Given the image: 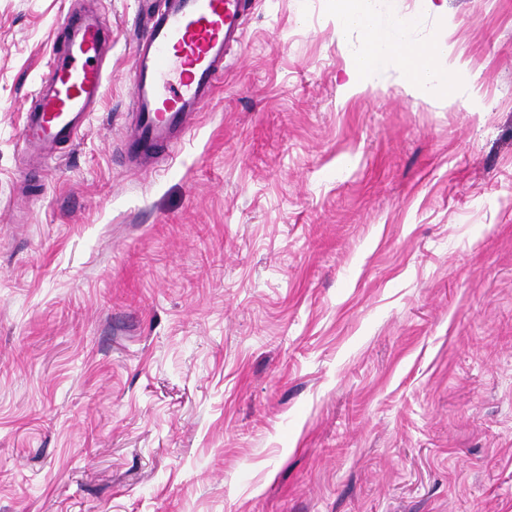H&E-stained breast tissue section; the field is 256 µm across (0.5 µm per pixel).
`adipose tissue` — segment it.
<instances>
[{"label": "adipose tissue", "instance_id": "adipose-tissue-1", "mask_svg": "<svg viewBox=\"0 0 512 512\" xmlns=\"http://www.w3.org/2000/svg\"><path fill=\"white\" fill-rule=\"evenodd\" d=\"M327 20L347 48L344 90L369 85L375 72L389 65L415 97L445 101L477 92L447 24L418 40L412 19L391 11L388 0H335Z\"/></svg>", "mask_w": 512, "mask_h": 512}]
</instances>
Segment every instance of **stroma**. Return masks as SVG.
Instances as JSON below:
<instances>
[{"label":"stroma","instance_id":"obj_1","mask_svg":"<svg viewBox=\"0 0 512 512\" xmlns=\"http://www.w3.org/2000/svg\"><path fill=\"white\" fill-rule=\"evenodd\" d=\"M332 0H252L180 150L121 157L142 0H0V512H512V0L481 87L341 90ZM100 103L19 138L68 16Z\"/></svg>","mask_w":512,"mask_h":512}]
</instances>
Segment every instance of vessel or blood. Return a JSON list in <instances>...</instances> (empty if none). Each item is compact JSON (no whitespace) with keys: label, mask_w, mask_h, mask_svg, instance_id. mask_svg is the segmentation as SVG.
Wrapping results in <instances>:
<instances>
[{"label":"vessel or blood","mask_w":512,"mask_h":512,"mask_svg":"<svg viewBox=\"0 0 512 512\" xmlns=\"http://www.w3.org/2000/svg\"><path fill=\"white\" fill-rule=\"evenodd\" d=\"M246 6V0H165L162 9L149 13L132 47L130 157L176 152L217 88L224 54L241 37ZM110 39L98 14L67 23L65 48L51 63L52 79L25 116V145L41 149L76 137L103 97L102 56Z\"/></svg>","instance_id":"vessel-or-blood-1"}]
</instances>
